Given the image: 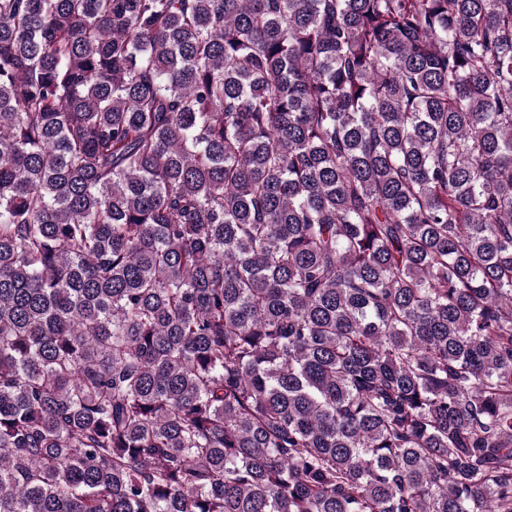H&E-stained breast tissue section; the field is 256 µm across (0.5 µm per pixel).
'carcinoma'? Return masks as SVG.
I'll return each instance as SVG.
<instances>
[{
  "label": "carcinoma",
  "instance_id": "carcinoma-1",
  "mask_svg": "<svg viewBox=\"0 0 512 512\" xmlns=\"http://www.w3.org/2000/svg\"><path fill=\"white\" fill-rule=\"evenodd\" d=\"M0 512H512V0H0Z\"/></svg>",
  "mask_w": 512,
  "mask_h": 512
}]
</instances>
